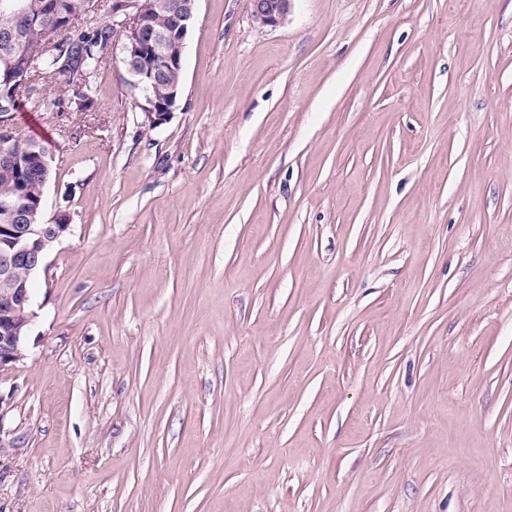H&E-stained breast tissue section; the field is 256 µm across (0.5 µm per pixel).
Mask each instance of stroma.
I'll list each match as a JSON object with an SVG mask.
<instances>
[{
    "label": "stroma",
    "mask_w": 512,
    "mask_h": 512,
    "mask_svg": "<svg viewBox=\"0 0 512 512\" xmlns=\"http://www.w3.org/2000/svg\"><path fill=\"white\" fill-rule=\"evenodd\" d=\"M124 41L12 121L71 227L0 512H512V0H195L157 127ZM292 0H250L253 20L267 27H279L286 23Z\"/></svg>",
    "instance_id": "obj_1"
}]
</instances>
